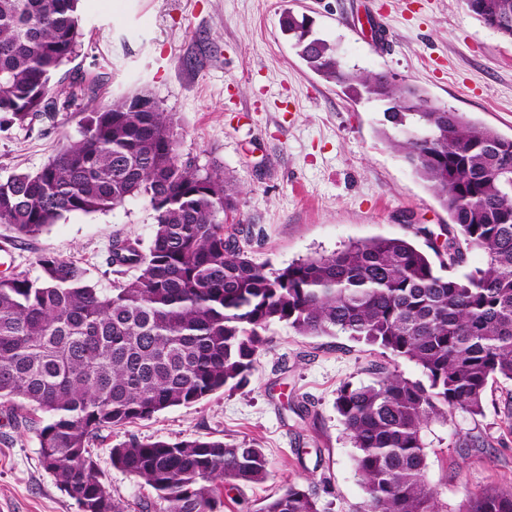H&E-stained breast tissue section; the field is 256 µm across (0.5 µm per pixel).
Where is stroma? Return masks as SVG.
<instances>
[{"label": "stroma", "mask_w": 512, "mask_h": 512, "mask_svg": "<svg viewBox=\"0 0 512 512\" xmlns=\"http://www.w3.org/2000/svg\"><path fill=\"white\" fill-rule=\"evenodd\" d=\"M306 17L352 70H379L438 105L512 138V40L471 16L463 0H82L81 49L67 81L90 90L55 125L0 131V179L38 171L78 138L84 117L137 90L179 121V154L224 168L239 182V226L256 262L276 267L375 236L413 239L448 214L380 136L383 106L355 99L308 71L281 30L284 12ZM153 213L132 198L108 213L66 215L34 237L0 224V276H40L38 256L82 266L112 287L115 239L149 245ZM243 390L103 430L91 450L101 480L129 512L153 491L114 468L111 449L139 439L212 438L264 448L271 474L225 489L220 512H255L290 482L311 485L323 512H362L366 492L334 407L345 383L381 364L417 380L414 362L340 334L301 336L279 323ZM512 382L489 383L483 413L431 424L427 479L449 512L487 486L512 489ZM479 435L482 448L465 447ZM0 512H79L42 466L33 433L0 405Z\"/></svg>", "instance_id": "35a3bbf8"}]
</instances>
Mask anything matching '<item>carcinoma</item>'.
Listing matches in <instances>:
<instances>
[{
  "label": "carcinoma",
  "instance_id": "obj_1",
  "mask_svg": "<svg viewBox=\"0 0 512 512\" xmlns=\"http://www.w3.org/2000/svg\"><path fill=\"white\" fill-rule=\"evenodd\" d=\"M485 25L512 0H464ZM283 29L307 68L385 106L390 146L429 187L450 222L422 249L377 236L274 268L227 232L240 185L178 153V123L143 92L87 114L78 138L35 173L0 180V224L34 237L68 214L106 213L131 198L153 212L151 242L112 244L110 264L136 274L106 291L78 264L38 257L42 275L0 277V401L35 434L46 471L79 512H128L89 448L100 432L244 388L269 331L339 333L414 362L411 380L385 367L343 384L335 409L368 495L363 512H444L426 476L425 431L458 410L483 411L491 381H512V138L429 101L385 71L346 68L335 48L288 13ZM80 0H0V125L52 121L81 82L58 78L81 48ZM484 259L451 271L464 251ZM112 465L155 494L158 512H218L221 487L270 475L263 449L220 439L140 440L111 448ZM255 512H321L290 483ZM458 512H512V492L486 487Z\"/></svg>",
  "mask_w": 512,
  "mask_h": 512
}]
</instances>
